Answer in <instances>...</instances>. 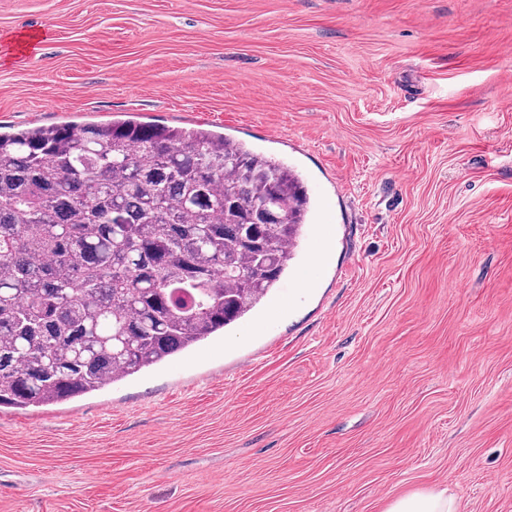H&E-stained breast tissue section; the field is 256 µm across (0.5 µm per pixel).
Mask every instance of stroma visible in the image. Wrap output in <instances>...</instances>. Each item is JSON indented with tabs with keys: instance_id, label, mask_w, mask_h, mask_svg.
Returning a JSON list of instances; mask_svg holds the SVG:
<instances>
[{
	"instance_id": "obj_1",
	"label": "stroma",
	"mask_w": 512,
	"mask_h": 512,
	"mask_svg": "<svg viewBox=\"0 0 512 512\" xmlns=\"http://www.w3.org/2000/svg\"><path fill=\"white\" fill-rule=\"evenodd\" d=\"M124 112L282 159L294 268L331 251L223 336L1 407L0 512H512V0H0V125ZM459 504L448 498L447 489L432 490L396 499L386 512H458Z\"/></svg>"
}]
</instances>
